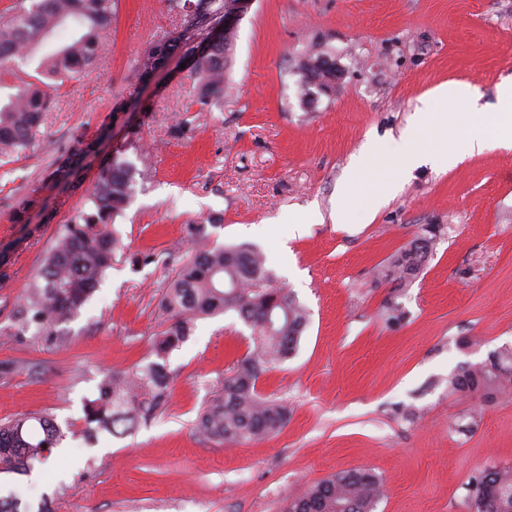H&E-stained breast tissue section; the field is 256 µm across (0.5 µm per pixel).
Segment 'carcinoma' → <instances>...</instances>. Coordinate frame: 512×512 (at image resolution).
<instances>
[{"label": "carcinoma", "mask_w": 512, "mask_h": 512, "mask_svg": "<svg viewBox=\"0 0 512 512\" xmlns=\"http://www.w3.org/2000/svg\"><path fill=\"white\" fill-rule=\"evenodd\" d=\"M180 22L164 31L142 53L134 72L147 83L167 58L179 55L188 71L189 94L200 111L208 112L224 100L228 54L237 32H225L205 56H197L209 40V28L224 22L225 0H166ZM119 0H13L0 12V64L15 57L33 56L42 42L68 22L73 38L42 58L37 77L21 80L8 101L0 104V160L24 154L51 110L41 88L44 80L89 74L103 48L106 33L118 11ZM321 54L302 66L305 86L332 90L336 76L322 65ZM195 130L186 113L169 126L171 137L182 139ZM97 140L83 135L58 150L43 169L41 181L65 188L78 165L96 156ZM133 149L142 168L126 158ZM150 178L148 159L139 138L113 150L97 166L83 208L58 225L55 244L16 301L11 324L0 328L18 342L46 349L64 345L60 325L78 313L104 279L116 254L124 252L115 227L135 192L137 181ZM38 201L28 195L7 204L12 220L38 233L53 222L56 211L45 205L40 220H31ZM440 226L422 225L415 237L380 264L378 284L403 288L414 280L432 256ZM191 249L172 272L157 303L161 330L153 341L154 359L132 372L114 370L104 375L97 394L84 401V434L94 442L101 432L116 434V426L129 428L152 420L162 408L173 371L169 354L191 336L199 318L232 312L252 330L254 349L236 360L225 373L216 394L200 410L196 429L220 444H241L279 432L288 422V407L262 396L259 379L274 365L294 356L309 314L295 294L281 285L266 267L263 253L247 245H218L204 224H190ZM512 391V345L489 353L486 360L466 364L448 374V393L489 403ZM65 434L47 414H22L0 425V473L25 474L34 463L46 461ZM470 512H512V463L490 465L467 483ZM385 494L384 482L369 470H343L313 484L288 502L286 512H375Z\"/></svg>", "instance_id": "1"}]
</instances>
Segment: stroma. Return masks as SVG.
Wrapping results in <instances>:
<instances>
[{
	"mask_svg": "<svg viewBox=\"0 0 512 512\" xmlns=\"http://www.w3.org/2000/svg\"><path fill=\"white\" fill-rule=\"evenodd\" d=\"M179 21L165 0H119L96 71L49 81L53 108L25 155L0 161V199L21 191L56 207L52 225L27 228L0 211V246L25 244L0 285V328L50 247L56 227L80 209L95 169L64 191L40 174L73 135L96 138L115 102L130 106L104 152L136 127L153 175L115 227L117 256L97 292L64 324L63 348L0 337V422L53 416L66 464L39 465L40 481L0 473V495L55 512H283L289 500L340 470L369 469L386 492L377 512H469V478L512 461V397L483 408L473 431L456 423L467 402L447 378L512 345V147L464 156L455 167L402 161L421 101L443 82L470 84L485 111L512 80V0H254L241 19L221 107L200 115L193 137L171 138L175 115L193 110L184 72L135 82L136 57ZM336 62L327 93L301 84L306 54ZM372 144L364 184L390 178L392 192L369 206L337 191ZM314 223H305L309 214ZM209 221L219 244H248L309 314L297 354L261 377L258 391L285 403L287 424L269 439L222 445L194 421L232 362L253 349L252 331L231 313L197 320L169 357L173 380L156 419L95 445L81 435L83 401L106 370L151 359L156 304L189 247L185 227ZM424 224L440 225L425 269L404 288L376 286L373 269ZM151 251L155 263L129 256ZM403 313L391 326L383 302ZM476 346H464L467 338Z\"/></svg>",
	"mask_w": 512,
	"mask_h": 512,
	"instance_id": "obj_1",
	"label": "stroma"
}]
</instances>
